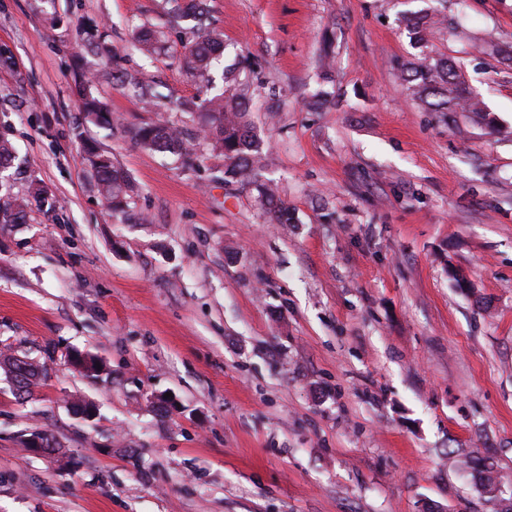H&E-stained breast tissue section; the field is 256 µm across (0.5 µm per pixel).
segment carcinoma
<instances>
[{
  "instance_id": "carcinoma-1",
  "label": "carcinoma",
  "mask_w": 512,
  "mask_h": 512,
  "mask_svg": "<svg viewBox=\"0 0 512 512\" xmlns=\"http://www.w3.org/2000/svg\"><path fill=\"white\" fill-rule=\"evenodd\" d=\"M172 29L180 33L182 51L179 64L182 71L197 86V93L179 103L183 112L196 119L198 131L211 145L212 151L224 157V183H246L257 192V201L268 221L273 224H295V213L288 207L267 181L260 179L264 169V148L254 132L249 119L250 102L253 96L251 84L231 76L234 89L231 92L212 91L211 69L216 56L224 47L221 33L204 24L209 14L207 0H165ZM188 20L195 22L183 27ZM432 18L427 15L406 19L411 35L426 43L425 32ZM137 49L146 57H154L168 50L163 34L151 27H144L136 33ZM402 79L408 84L412 99L426 112H468L474 120L487 126L493 120L482 102L466 87L458 68L444 59L426 56L417 65L401 69ZM124 85L133 88L140 99L149 104L155 94L143 83L137 73L124 71L118 75ZM90 82L80 83L82 111L85 118L103 122L114 128L124 124L112 116L107 105L89 91ZM135 142L151 151L168 152L179 157L184 165H190L196 155L195 139L182 129L166 123L145 124L130 130ZM95 185L112 207L115 214H125L136 195V187L112 159L100 154L95 148H88ZM16 158L13 142L0 136V169L7 168ZM48 192L40 185H33L27 193L9 195L0 210V224H15L17 220L27 221L28 213L35 206L47 200ZM0 370L6 378L20 388L25 398L32 394L34 387L46 378V367L0 350Z\"/></svg>"
}]
</instances>
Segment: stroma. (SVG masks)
Returning <instances> with one entry per match:
<instances>
[{
    "label": "stroma",
    "instance_id": "35a3bbf8",
    "mask_svg": "<svg viewBox=\"0 0 512 512\" xmlns=\"http://www.w3.org/2000/svg\"><path fill=\"white\" fill-rule=\"evenodd\" d=\"M210 6L215 86L252 58L262 176L298 223L225 186L207 144L188 167L132 140L194 126L177 59L135 46L164 30L163 0H0V133L17 151L0 184L37 180L60 203L0 224V348L47 368L24 401L0 376V512H497L462 462L479 452L512 494V0ZM425 13L442 18L426 49L404 25ZM430 48L494 126L411 101L399 67ZM116 64L153 104L108 79ZM88 74L124 129L83 120ZM320 93L330 105L309 110ZM87 145L135 184L131 217L98 195ZM76 351L103 379L69 368ZM38 429L69 467L21 448ZM162 32L151 27L141 28L135 37L137 49L146 57L161 55L168 50Z\"/></svg>",
    "mask_w": 512,
    "mask_h": 512
}]
</instances>
